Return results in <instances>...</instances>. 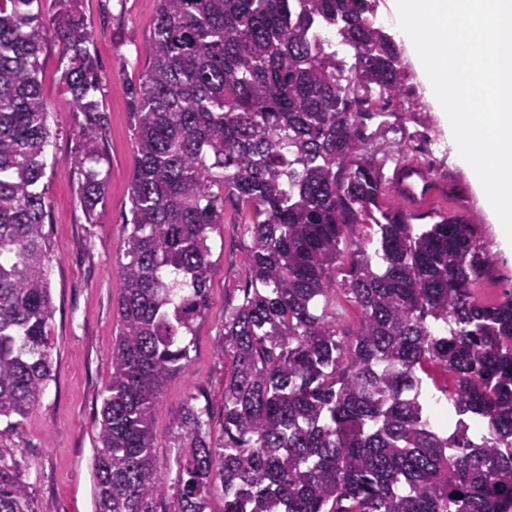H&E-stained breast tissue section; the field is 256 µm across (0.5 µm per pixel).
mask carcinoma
<instances>
[{"label": "carcinoma", "mask_w": 512, "mask_h": 512, "mask_svg": "<svg viewBox=\"0 0 512 512\" xmlns=\"http://www.w3.org/2000/svg\"><path fill=\"white\" fill-rule=\"evenodd\" d=\"M34 2L0 0V418L11 427L52 380ZM58 2L50 22L85 116L74 165L92 223L107 190L92 107L102 85L81 0ZM373 13L371 0H158L150 62L125 88L136 163L95 512H512V291L481 296L492 258L465 217L415 233L382 210L386 157L362 117L400 98L408 74ZM323 26L350 70L318 39ZM226 197L248 211L252 245L250 287L224 313L222 440L211 402L190 393L163 464L155 409L211 310ZM361 224L378 227L380 248L352 260L360 323L344 339L332 276ZM431 369L448 376L439 392L460 418L450 434L425 413ZM0 512H34L1 453Z\"/></svg>", "instance_id": "cac0c4a2"}]
</instances>
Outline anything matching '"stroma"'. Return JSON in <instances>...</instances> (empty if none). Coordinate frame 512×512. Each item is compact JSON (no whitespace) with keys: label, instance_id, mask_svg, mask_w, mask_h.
<instances>
[{"label":"stroma","instance_id":"1","mask_svg":"<svg viewBox=\"0 0 512 512\" xmlns=\"http://www.w3.org/2000/svg\"><path fill=\"white\" fill-rule=\"evenodd\" d=\"M157 0H82L92 34L91 51L100 66L102 90L95 97L103 118L100 170L107 193L95 223H87L78 202V173L72 162L82 134L80 113L71 109L63 80L62 48L50 23L56 0H39L43 18L39 79L49 108L51 136L41 182L48 202L46 227L51 243L50 292L53 316L47 327L53 379L22 424L0 423V453L12 458L27 483L35 512H95L93 458L96 424L111 378L112 346L118 331L116 300L123 240L131 215L128 187L135 166L132 108L123 91L137 82L149 61L148 33ZM391 121L403 136L398 148L405 162L427 172L440 191L434 209L412 217L433 223L451 211L485 229V247L496 268L493 296L512 287V255H507L487 218L468 175L448 144L441 121L424 91L393 105ZM432 139L434 155L412 148ZM247 214L224 203V226L212 241V309L196 329L195 347L185 371L166 386L154 420L159 459L174 456V422L188 392L220 405L230 364L218 356L224 312L241 302L249 285L244 256L250 239Z\"/></svg>","mask_w":512,"mask_h":512}]
</instances>
